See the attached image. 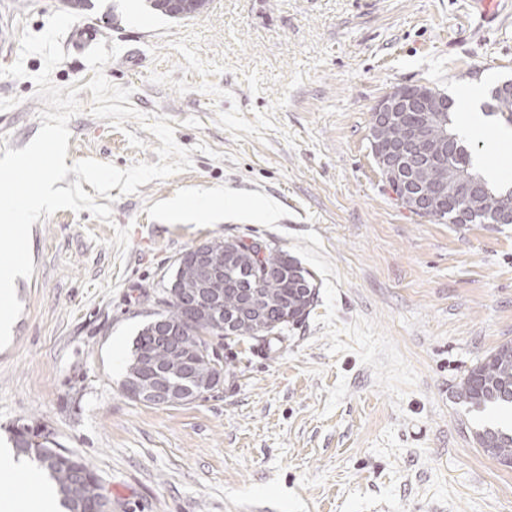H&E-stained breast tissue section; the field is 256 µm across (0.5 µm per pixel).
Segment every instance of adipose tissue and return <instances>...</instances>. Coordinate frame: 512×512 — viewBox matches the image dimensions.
Listing matches in <instances>:
<instances>
[{"label":"adipose tissue","instance_id":"obj_1","mask_svg":"<svg viewBox=\"0 0 512 512\" xmlns=\"http://www.w3.org/2000/svg\"><path fill=\"white\" fill-rule=\"evenodd\" d=\"M0 512H60L55 489L5 451L0 453Z\"/></svg>","mask_w":512,"mask_h":512}]
</instances>
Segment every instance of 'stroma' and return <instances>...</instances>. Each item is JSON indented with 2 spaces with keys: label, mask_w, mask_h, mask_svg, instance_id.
<instances>
[{
  "label": "stroma",
  "mask_w": 512,
  "mask_h": 512,
  "mask_svg": "<svg viewBox=\"0 0 512 512\" xmlns=\"http://www.w3.org/2000/svg\"><path fill=\"white\" fill-rule=\"evenodd\" d=\"M64 0H0V29L44 32ZM78 27L121 45L105 77L167 116L192 167L136 193L95 195L111 222L65 209L31 227L32 277L0 349V448L47 429L94 467L112 512H512V466L476 429L466 371L512 342V224H437L404 209L371 151V112L425 85L479 102L512 79V0L480 21L471 0H210L173 21L138 0H94ZM52 72L80 85L66 165L158 163V139L91 115L85 46L63 37ZM0 154L38 133L41 57L0 43ZM144 141L131 147L128 133ZM466 144L512 187V123L483 117ZM210 154L196 151L197 143ZM129 228L127 250L113 245ZM228 237L261 239L309 270L318 299L279 350L220 348L223 384L149 406L122 384L133 340L176 259Z\"/></svg>",
  "instance_id": "35a3bbf8"
}]
</instances>
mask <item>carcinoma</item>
I'll return each mask as SVG.
<instances>
[{
	"label": "carcinoma",
	"instance_id": "cac0c4a2",
	"mask_svg": "<svg viewBox=\"0 0 512 512\" xmlns=\"http://www.w3.org/2000/svg\"><path fill=\"white\" fill-rule=\"evenodd\" d=\"M492 104L487 115H499L512 123V96L502 97L492 91ZM406 125L425 129L428 135L438 140L445 136L453 140V150L441 155L422 177L425 184L433 180L448 178V199L439 208L422 214V217L441 224L458 223L460 209L470 210L469 223L494 224L502 207L501 197L506 189H490V193L476 202L466 200L459 192L455 176L460 172L475 179L484 180L476 169V159L466 146L461 144L451 112L431 116L426 112H414L408 116ZM224 245L234 248L241 259L224 266L225 283L229 294L224 298V322L233 319L231 309L235 306V293L253 289L258 292L266 306L265 320L270 326L266 336L257 337L255 328L241 322L235 323L222 334L221 327L198 315L196 310L170 292H164L159 300V309L139 331L132 351L129 370L138 369L140 353L151 350L156 362L163 368L178 369V362L170 353L164 339L165 330L184 332L183 345L200 366L219 376H224V365L214 349V341L222 340L228 345L254 341L271 347L284 341L290 325H295L309 315L318 292L313 275L294 258L282 250L271 248L260 239L249 242L225 239ZM269 268L276 272L273 280H266L260 272ZM459 398L473 410L493 406H512V342H505L495 350L477 360L471 366L459 386ZM477 445L489 457L504 466H512V433L495 427L475 432ZM13 442L18 453L33 458L53 481L60 494V504L66 512H102L103 503L95 493L92 482L98 480L90 464L74 450L63 452L52 447V442L37 427L21 425L13 432Z\"/></svg>",
	"mask_w": 512,
	"mask_h": 512
}]
</instances>
